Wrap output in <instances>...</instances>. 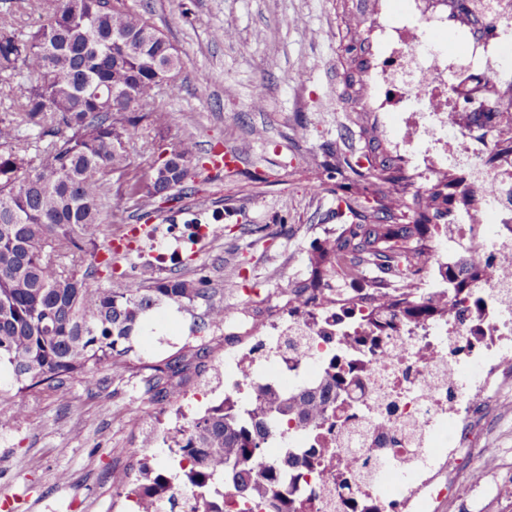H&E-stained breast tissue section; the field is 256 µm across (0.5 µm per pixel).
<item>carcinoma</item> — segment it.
Returning <instances> with one entry per match:
<instances>
[{"mask_svg": "<svg viewBox=\"0 0 512 512\" xmlns=\"http://www.w3.org/2000/svg\"><path fill=\"white\" fill-rule=\"evenodd\" d=\"M0 10V408L25 419V395L57 391L66 379H87L106 366L130 367L137 337L161 305L203 311L191 332L224 325V301L215 300L210 279L188 273L159 277L149 270L110 288L87 264L101 250V227L121 220L131 200L177 202L188 190L197 157L189 141L164 135L169 117L159 97L179 89L185 62L159 29L152 13L128 0H8ZM371 0H343L342 26L356 53L345 58V94L355 104L347 120L367 148L362 170L331 155L341 175L346 209L357 224H338L316 239L307 274L288 281L281 303L250 300L252 327L305 306L343 307L361 315L366 328L395 318L413 324L449 313V296H424L416 281L433 248L431 222L448 216L471 194L457 173L443 172L421 190L383 146L364 98L370 68L363 34L376 20ZM462 26L486 15L478 0H445ZM39 12L25 28L27 10ZM156 131L157 153L145 176L112 189L111 176L131 165L130 143L142 124ZM477 258L459 254L446 271L454 295L472 291L483 277ZM178 353L148 366V388L171 403L183 379ZM343 397V378L328 372L318 383L293 392L268 391L244 420L219 403L177 424L157 442L190 461L180 493L197 512H224V497L249 500L264 487L276 490L275 474L262 457L269 435L265 416L316 430Z\"/></svg>", "mask_w": 512, "mask_h": 512, "instance_id": "carcinoma-1", "label": "carcinoma"}]
</instances>
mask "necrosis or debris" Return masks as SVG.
Instances as JSON below:
<instances>
[{
  "label": "necrosis or debris",
  "mask_w": 512,
  "mask_h": 512,
  "mask_svg": "<svg viewBox=\"0 0 512 512\" xmlns=\"http://www.w3.org/2000/svg\"><path fill=\"white\" fill-rule=\"evenodd\" d=\"M374 31L385 50L371 90L389 141L403 161L428 180L450 167L463 169L472 206L454 209L449 228H438L433 257L420 275L425 295L448 286L445 270L460 242L481 248L486 274L462 316H445L362 333L342 311L299 312L310 338L301 351L279 354L283 325L270 324L255 346L224 360V390L254 402L262 391H294L315 382L328 367L346 376L345 399L336 408L342 428H285L271 419L265 458L276 464L288 450L325 449L316 474L299 478L288 512H432L454 494L434 479L439 465L456 467L479 443L472 419L496 391L512 356V281L494 277L512 255V158L492 157V144L459 128L455 112L491 109L500 114L498 136L512 134V106L489 93L466 94L475 77L512 85V0H488L487 24L456 27L446 7L429 0H386ZM454 36V48L442 42ZM354 458L376 462L375 482L337 479Z\"/></svg>",
  "instance_id": "obj_1"
}]
</instances>
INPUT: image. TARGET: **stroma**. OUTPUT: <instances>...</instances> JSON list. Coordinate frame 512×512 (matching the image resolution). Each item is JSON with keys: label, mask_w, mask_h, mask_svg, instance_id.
Instances as JSON below:
<instances>
[{"label": "stroma", "mask_w": 512, "mask_h": 512, "mask_svg": "<svg viewBox=\"0 0 512 512\" xmlns=\"http://www.w3.org/2000/svg\"><path fill=\"white\" fill-rule=\"evenodd\" d=\"M128 2L150 8L186 63L179 91L160 101L170 115L168 139H192L204 162L195 194L181 205L192 213L203 205L224 211V232L187 251L183 215L104 224L107 241L133 228L138 235L98 278L116 288L150 267L170 275L174 262H156L151 240L179 249L187 268L211 278L224 300L225 324L194 335L189 313L164 306L149 319L136 350L150 364L183 345L205 344L214 363L230 352L225 337L249 331L250 299L277 296L289 278L305 274L311 241L336 224L342 190L321 164L323 151L365 161L363 140L344 129L353 105L343 94L342 0ZM218 27L232 39L214 41ZM215 151L238 161L214 169L207 158ZM227 270L238 272L236 283L225 280ZM25 403L32 418L0 426V502L10 503L9 512H119L114 474L168 465L169 452L140 445L147 430L166 427V404L123 369L66 381ZM478 429L480 448L463 466L441 471L456 493L435 512H512V382L489 401ZM61 472L67 482H58Z\"/></svg>", "instance_id": "35a3bbf8"}]
</instances>
